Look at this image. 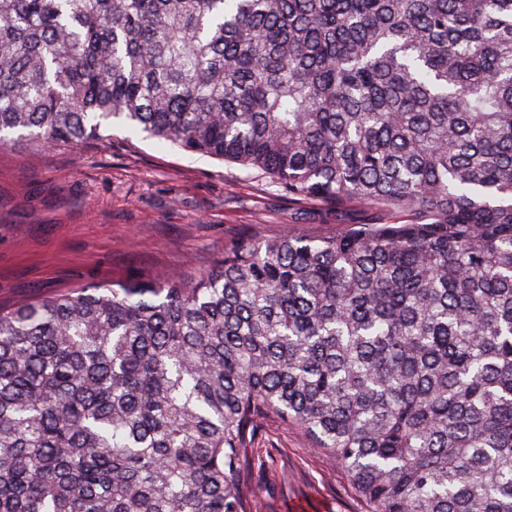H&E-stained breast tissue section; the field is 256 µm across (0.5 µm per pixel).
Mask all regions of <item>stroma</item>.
Wrapping results in <instances>:
<instances>
[{"label":"stroma","mask_w":512,"mask_h":512,"mask_svg":"<svg viewBox=\"0 0 512 512\" xmlns=\"http://www.w3.org/2000/svg\"><path fill=\"white\" fill-rule=\"evenodd\" d=\"M365 217L118 125L79 148L17 143L0 148V306L134 272L190 282L243 237L333 236ZM245 479L254 512H369L335 458L273 414L254 431Z\"/></svg>","instance_id":"stroma-1"}]
</instances>
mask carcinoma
<instances>
[{
	"instance_id": "carcinoma-1",
	"label": "carcinoma",
	"mask_w": 512,
	"mask_h": 512,
	"mask_svg": "<svg viewBox=\"0 0 512 512\" xmlns=\"http://www.w3.org/2000/svg\"><path fill=\"white\" fill-rule=\"evenodd\" d=\"M116 122L371 218L0 306V512H253L266 412L370 512H512V0H0V145Z\"/></svg>"
}]
</instances>
